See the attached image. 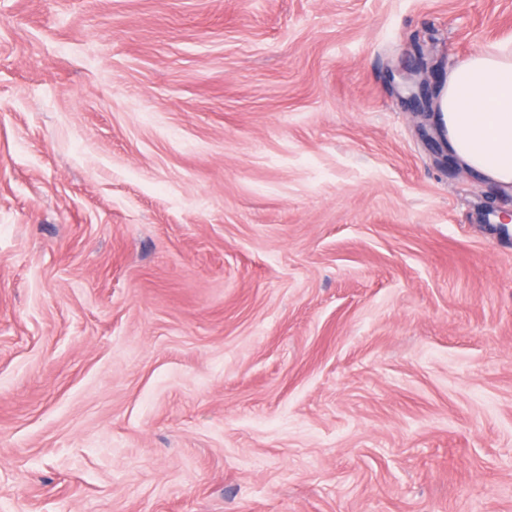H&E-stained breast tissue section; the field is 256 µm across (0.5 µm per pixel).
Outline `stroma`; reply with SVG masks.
Masks as SVG:
<instances>
[{"label": "stroma", "instance_id": "stroma-1", "mask_svg": "<svg viewBox=\"0 0 512 512\" xmlns=\"http://www.w3.org/2000/svg\"><path fill=\"white\" fill-rule=\"evenodd\" d=\"M512 0H0V512H512V186L437 93ZM427 73V63L421 62L418 67L407 71L403 76V79L411 92L410 98L415 104L416 112H426V109L428 108L426 97L422 93L414 90L417 88L418 91H420L424 87L427 82Z\"/></svg>", "mask_w": 512, "mask_h": 512}]
</instances>
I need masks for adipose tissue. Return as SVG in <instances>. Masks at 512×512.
Returning a JSON list of instances; mask_svg holds the SVG:
<instances>
[{
  "label": "adipose tissue",
  "mask_w": 512,
  "mask_h": 512,
  "mask_svg": "<svg viewBox=\"0 0 512 512\" xmlns=\"http://www.w3.org/2000/svg\"><path fill=\"white\" fill-rule=\"evenodd\" d=\"M434 120L465 169L512 184V48L482 50L449 72Z\"/></svg>",
  "instance_id": "ef3b65f1"
}]
</instances>
